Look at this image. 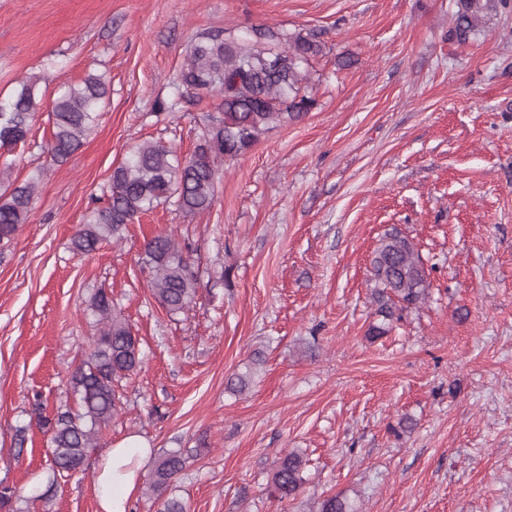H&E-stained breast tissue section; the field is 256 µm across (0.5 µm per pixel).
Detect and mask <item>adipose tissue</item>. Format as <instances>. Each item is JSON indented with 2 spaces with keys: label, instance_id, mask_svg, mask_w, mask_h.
<instances>
[{
  "label": "adipose tissue",
  "instance_id": "1",
  "mask_svg": "<svg viewBox=\"0 0 512 512\" xmlns=\"http://www.w3.org/2000/svg\"><path fill=\"white\" fill-rule=\"evenodd\" d=\"M152 456L139 435L124 437L108 448L96 470V501L99 512H127V503Z\"/></svg>",
  "mask_w": 512,
  "mask_h": 512
}]
</instances>
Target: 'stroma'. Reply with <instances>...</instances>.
I'll return each mask as SVG.
<instances>
[{"label":"stroma","instance_id":"1","mask_svg":"<svg viewBox=\"0 0 512 512\" xmlns=\"http://www.w3.org/2000/svg\"><path fill=\"white\" fill-rule=\"evenodd\" d=\"M454 0H0V97L33 76L38 112L6 180L37 178L34 209L0 243V482L20 512H97L96 467L127 435L155 454L198 449L170 488L187 512H512V10L466 44L449 39ZM317 34L316 100L237 160L219 165L214 203L169 200L120 244L79 255L71 239L114 166L144 140L192 152L220 97L177 104L190 37L259 25ZM356 63L338 69L336 60ZM109 80L98 126L67 162L43 151L63 83ZM176 102L161 112L156 102ZM416 245L425 303L388 335L374 321L370 255L391 228ZM170 231L200 281L167 314L139 257ZM106 289L140 338L143 368L123 388L85 472L50 503L49 437L31 399L74 405V369ZM241 393L229 384L251 358ZM412 422L398 431L401 420ZM26 426L23 447L16 427ZM307 460L296 497L271 496L278 458Z\"/></svg>","mask_w":512,"mask_h":512}]
</instances>
